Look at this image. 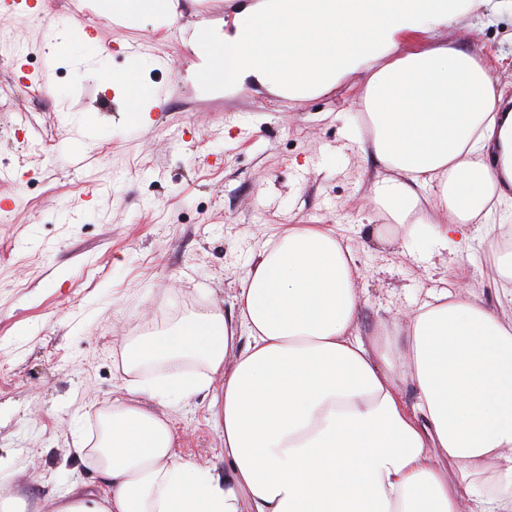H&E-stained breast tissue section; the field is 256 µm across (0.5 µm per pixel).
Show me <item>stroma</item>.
<instances>
[{"mask_svg": "<svg viewBox=\"0 0 512 512\" xmlns=\"http://www.w3.org/2000/svg\"><path fill=\"white\" fill-rule=\"evenodd\" d=\"M29 2L0 17V491L50 512L72 485L101 490L74 435L96 434L121 396L123 348L215 306L237 315L250 259L282 226L325 224L349 248L363 339L404 330L443 288L496 307L511 200L465 248L371 237L386 218L363 153V74L298 101L255 82L206 90L196 25L222 29L247 0H173L165 23L122 25L90 0ZM81 18L96 28L85 43L72 37ZM58 32L70 39L52 58ZM423 39L465 46L512 97V0H483ZM130 43L151 60L139 84L174 88L137 124L99 75L128 68ZM222 385L164 408L177 453L201 466L224 463L210 409Z\"/></svg>", "mask_w": 512, "mask_h": 512, "instance_id": "stroma-1", "label": "stroma"}]
</instances>
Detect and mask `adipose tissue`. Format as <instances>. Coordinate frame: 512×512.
Returning a JSON list of instances; mask_svg holds the SVG:
<instances>
[{
    "label": "adipose tissue",
    "instance_id": "adipose-tissue-1",
    "mask_svg": "<svg viewBox=\"0 0 512 512\" xmlns=\"http://www.w3.org/2000/svg\"><path fill=\"white\" fill-rule=\"evenodd\" d=\"M478 2L253 0L223 38L198 23L199 77L299 100L365 73L375 203L404 236L428 224L434 241L462 237L512 192V113L479 59L418 37ZM496 264L511 283L497 309L443 289L403 334L365 342L349 249L326 225L286 226L243 279L237 320L215 307L125 348L123 395L75 442L108 488L73 485L52 512H512V249ZM149 365L169 372L139 380ZM217 377L220 470L178 457L145 405Z\"/></svg>",
    "mask_w": 512,
    "mask_h": 512
}]
</instances>
